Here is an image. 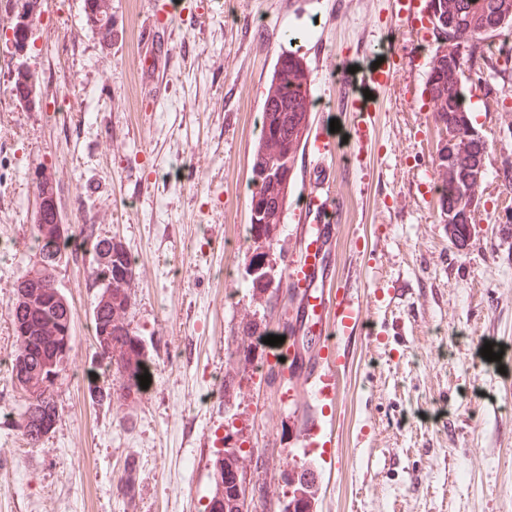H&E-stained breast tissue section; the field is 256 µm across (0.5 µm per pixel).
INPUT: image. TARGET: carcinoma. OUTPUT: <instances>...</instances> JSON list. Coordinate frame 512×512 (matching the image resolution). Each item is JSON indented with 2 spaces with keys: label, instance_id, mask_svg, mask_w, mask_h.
Instances as JSON below:
<instances>
[{
  "label": "carcinoma",
  "instance_id": "1",
  "mask_svg": "<svg viewBox=\"0 0 512 512\" xmlns=\"http://www.w3.org/2000/svg\"><path fill=\"white\" fill-rule=\"evenodd\" d=\"M38 0H12L13 21L1 31L12 32V42L19 44L29 40V34L36 18ZM440 16L448 17L451 28L442 30V35H434V52H443L440 57L432 56L427 73L426 85L434 103L432 109L439 138L447 139L451 144L453 159L451 162L435 163L440 189V218L448 223L452 214L466 212L469 220H474L479 202L475 194L459 196L455 188L463 178L473 173L474 168L485 161L486 141L471 125L464 86L469 77L465 72H481L484 56H475L477 45L491 41L501 30L512 28V0H437ZM84 13L87 24L94 29L104 43L112 41V0H84ZM303 57L298 52H288V65L274 68L268 96L264 104H273L269 110L262 109L264 128L254 150L251 170L264 167L275 159L281 149H288L289 169L291 170L285 185L277 192V197L267 196L265 185L255 180L249 181L247 205L250 211L249 225L252 235L259 236L265 230L266 214H274L273 221L287 210L288 188L296 174L297 154L302 139L308 136V113L312 105L311 90L302 65ZM28 84L32 88L29 102L37 101V82L33 74L26 70H17L13 87ZM41 197L35 217V241L39 254L47 260V266L38 271L42 288L47 293L46 306L41 314H33L13 304L10 315L16 328L32 326L43 316H50L67 323L71 317L70 307L54 297L55 266L51 257L64 253L69 241L68 232L54 241L42 237L40 222L50 215L45 191L35 189ZM133 270L127 252L118 244H112V276L125 275ZM127 314L128 297L125 292L112 294V305L97 303L92 312V326L99 354L104 356L119 351L112 358V367L118 380V388L113 392L96 394L100 400L114 397L118 401L135 399L142 393L139 376L147 372L146 345L135 335L127 324L110 323V309ZM36 364H50L47 372L64 373L67 370V358L60 355L57 346L41 347L31 357ZM58 417L57 405L53 396L38 393L33 402L23 409L19 426L29 445L36 447L52 428V422ZM214 473L221 480L214 481L215 489L206 506L207 512H224V500L234 487L236 480H245L239 470L235 457L218 456L214 463ZM248 480V479H246ZM251 497L263 507L264 512H311L313 490H305V495L278 494L271 490L266 479L258 476L248 480Z\"/></svg>",
  "mask_w": 512,
  "mask_h": 512
}]
</instances>
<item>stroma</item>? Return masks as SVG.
<instances>
[{
  "instance_id": "stroma-1",
  "label": "stroma",
  "mask_w": 512,
  "mask_h": 512,
  "mask_svg": "<svg viewBox=\"0 0 512 512\" xmlns=\"http://www.w3.org/2000/svg\"><path fill=\"white\" fill-rule=\"evenodd\" d=\"M150 9V0H112L118 40L106 45L86 25L83 0H40L27 57L0 41V196L10 201L0 207V512H205L228 433L250 450L247 476L280 488L266 463L281 449L266 427L288 388L254 373L231 340L244 316L255 336L277 330L265 317L272 289L252 285L246 268L261 256L286 277L308 172L322 166L325 191L341 204L326 264L337 287L356 290L382 338L344 343L336 445L315 454L314 512H512V187L502 177L512 160V34L498 39L494 71L468 84L472 125L488 149L461 251L438 217V135L425 90L434 42L420 15L395 16L390 0H187L169 28L152 29ZM275 27L308 32V83L314 100L329 103L312 109L309 132L338 120V152L303 145L276 235L242 242L241 188L258 141L251 118L290 49L284 39L268 45ZM169 32L174 60L161 93L140 61ZM375 46L411 61L376 93L372 137L359 149L354 99ZM20 68L38 80V106L11 100ZM56 105L67 116L53 114ZM37 167L75 240L108 238L136 257L127 321L146 343L152 380L119 405L120 420L112 400L91 398L118 382L93 336V253L66 252L55 283L72 311L71 350L58 418L33 448L19 428L9 310L38 259ZM227 266L242 286L231 303L219 275ZM488 338L503 347L501 366L481 358ZM206 393L211 401L200 403ZM130 465L138 493L128 500L120 486Z\"/></svg>"
}]
</instances>
